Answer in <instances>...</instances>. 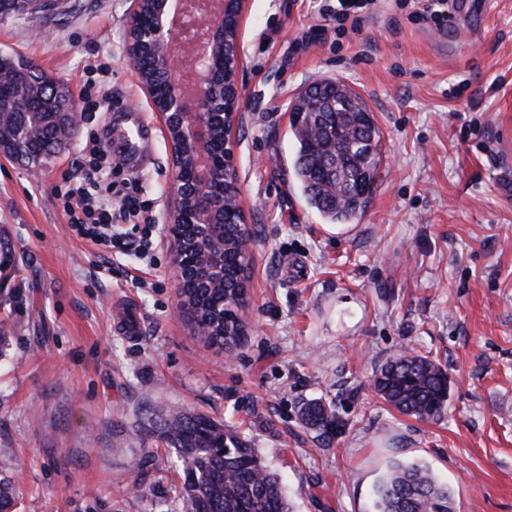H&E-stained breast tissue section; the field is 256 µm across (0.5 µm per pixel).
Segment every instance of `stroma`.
Here are the masks:
<instances>
[{
    "label": "stroma",
    "mask_w": 512,
    "mask_h": 512,
    "mask_svg": "<svg viewBox=\"0 0 512 512\" xmlns=\"http://www.w3.org/2000/svg\"><path fill=\"white\" fill-rule=\"evenodd\" d=\"M448 48L381 0L360 36L295 40L309 0H252L244 21L236 168L255 227L253 327L233 353L176 315L177 269L160 229L176 185L167 140L125 49L131 0H80L52 19L0 22V50L32 61L77 101L105 86L108 112L153 129L139 173L156 229L146 287L134 259L101 275L72 236L58 193L82 159L76 136L38 169L0 156V479L14 512H186L175 453L147 434L156 411L203 413L249 440L294 512H373L390 464L428 466L455 512H512V0H467ZM333 79L380 127L381 177L355 224L327 229L294 185L289 104ZM141 322L121 335V310ZM432 354L450 378L442 417L393 410L372 388L388 360ZM332 430L304 425L311 400Z\"/></svg>",
    "instance_id": "stroma-1"
}]
</instances>
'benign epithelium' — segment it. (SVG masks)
<instances>
[{
	"label": "benign epithelium",
	"mask_w": 512,
	"mask_h": 512,
	"mask_svg": "<svg viewBox=\"0 0 512 512\" xmlns=\"http://www.w3.org/2000/svg\"><path fill=\"white\" fill-rule=\"evenodd\" d=\"M249 0H133L126 53L164 128L171 169L177 183L175 205L164 231L178 268V287L190 267L180 260L188 200L197 189L221 183L237 195L234 210L248 224L238 194L236 127L242 108L239 83L244 46L241 21ZM70 134L78 132L82 114L70 101L63 106ZM224 132V159L213 163L214 132ZM204 234L224 241V200L195 208Z\"/></svg>",
	"instance_id": "7a95c632"
}]
</instances>
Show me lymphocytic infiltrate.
Masks as SVG:
<instances>
[{
	"label": "lymphocytic infiltrate",
	"instance_id": "f902f5d3",
	"mask_svg": "<svg viewBox=\"0 0 512 512\" xmlns=\"http://www.w3.org/2000/svg\"><path fill=\"white\" fill-rule=\"evenodd\" d=\"M378 0H336L335 6L319 8L328 30L342 39L360 34L374 14ZM105 138L91 132L86 142L95 161L75 174L63 194V208L71 231L93 253L123 254L137 245V232L148 221L150 204L142 200L137 183L123 178L121 165H109Z\"/></svg>",
	"mask_w": 512,
	"mask_h": 512
}]
</instances>
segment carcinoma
Returning <instances> with one entry per match:
<instances>
[{
    "instance_id": "1",
    "label": "carcinoma",
    "mask_w": 512,
    "mask_h": 512,
    "mask_svg": "<svg viewBox=\"0 0 512 512\" xmlns=\"http://www.w3.org/2000/svg\"><path fill=\"white\" fill-rule=\"evenodd\" d=\"M0 129L12 143L10 154L31 165L65 146L57 125L49 120L54 81L30 61L0 51ZM37 89L26 111L39 112V123L24 124L12 111L11 99ZM295 140L294 172L306 203L331 224H352L367 211L382 166L381 131L363 99L346 84L324 81L297 94L290 107ZM209 243L192 229L183 231L186 254L203 257ZM250 256L240 225L224 224V281L209 288H187L200 337L210 345L235 348L244 324L236 319L247 307ZM383 400L399 413L429 420L441 416L449 396L448 372L435 359L404 351L386 362L373 379ZM305 423L326 431L335 416L318 402L304 406ZM157 438L175 451L183 464V496L187 512H293L278 475L263 462L258 449L202 413L168 408L156 414ZM15 489L0 481V512H10ZM376 512H454V498L429 468L396 463L375 488Z\"/></svg>"
}]
</instances>
